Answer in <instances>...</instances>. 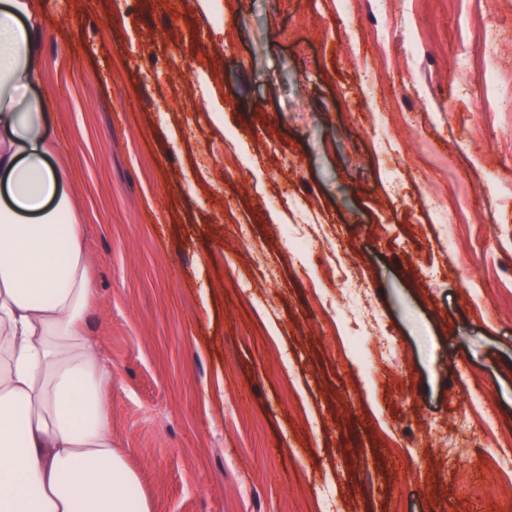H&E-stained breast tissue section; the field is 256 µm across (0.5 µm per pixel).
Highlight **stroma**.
Here are the masks:
<instances>
[{
	"mask_svg": "<svg viewBox=\"0 0 512 512\" xmlns=\"http://www.w3.org/2000/svg\"><path fill=\"white\" fill-rule=\"evenodd\" d=\"M220 3L37 11L30 95L94 262L113 447L152 512H512L493 448L441 443L475 394L512 437V0ZM301 222L361 268L381 378L338 360L335 281L276 237Z\"/></svg>",
	"mask_w": 512,
	"mask_h": 512,
	"instance_id": "obj_1",
	"label": "stroma"
}]
</instances>
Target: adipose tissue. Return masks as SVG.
I'll return each instance as SVG.
<instances>
[{"mask_svg":"<svg viewBox=\"0 0 512 512\" xmlns=\"http://www.w3.org/2000/svg\"><path fill=\"white\" fill-rule=\"evenodd\" d=\"M36 0H0V512H151L112 447V365L84 325L91 257L39 76Z\"/></svg>","mask_w":512,"mask_h":512,"instance_id":"obj_1","label":"adipose tissue"}]
</instances>
